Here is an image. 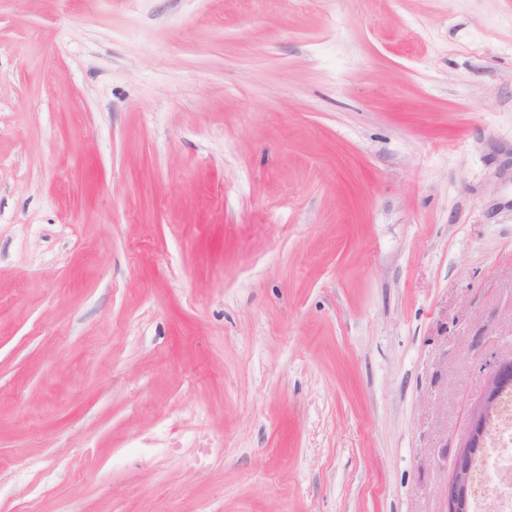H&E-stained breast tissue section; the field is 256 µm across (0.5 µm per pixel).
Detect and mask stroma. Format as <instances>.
Wrapping results in <instances>:
<instances>
[{
  "label": "stroma",
  "mask_w": 512,
  "mask_h": 512,
  "mask_svg": "<svg viewBox=\"0 0 512 512\" xmlns=\"http://www.w3.org/2000/svg\"><path fill=\"white\" fill-rule=\"evenodd\" d=\"M512 356V0H0V512H445ZM512 385V358L498 361L489 373L480 402L470 414L467 434L463 445L455 455L451 475L447 483L448 512H464L469 509L477 454L485 448L490 435V419L503 392Z\"/></svg>",
  "instance_id": "1"
}]
</instances>
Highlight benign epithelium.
Returning a JSON list of instances; mask_svg holds the SVG:
<instances>
[{
    "label": "benign epithelium",
    "mask_w": 512,
    "mask_h": 512,
    "mask_svg": "<svg viewBox=\"0 0 512 512\" xmlns=\"http://www.w3.org/2000/svg\"><path fill=\"white\" fill-rule=\"evenodd\" d=\"M512 387V358L498 361L489 373L480 402L470 414L463 445L455 455L447 483L448 512H466L471 492L475 491L473 475L478 451L485 448L490 435V419L503 392Z\"/></svg>",
    "instance_id": "obj_1"
}]
</instances>
